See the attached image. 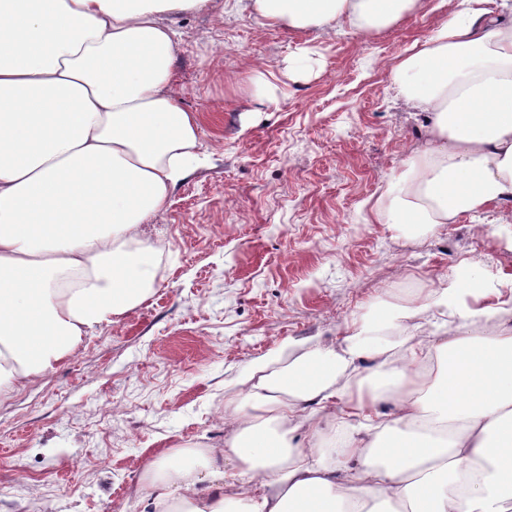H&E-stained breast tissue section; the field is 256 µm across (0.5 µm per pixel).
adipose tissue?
<instances>
[{"label": "adipose tissue", "mask_w": 512, "mask_h": 512, "mask_svg": "<svg viewBox=\"0 0 512 512\" xmlns=\"http://www.w3.org/2000/svg\"><path fill=\"white\" fill-rule=\"evenodd\" d=\"M417 2L247 6L291 30L366 33ZM489 2L448 0L393 68L395 99L430 126L377 222L454 224L512 201V0ZM209 3L0 0V399L151 296L161 251L141 226L206 160L162 18ZM414 318L403 343L378 334ZM244 383L223 447L174 448L147 467L154 512H512V296L453 280ZM326 434L330 452L302 443Z\"/></svg>", "instance_id": "1"}]
</instances>
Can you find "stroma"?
Segmentation results:
<instances>
[{
	"instance_id": "stroma-1",
	"label": "stroma",
	"mask_w": 512,
	"mask_h": 512,
	"mask_svg": "<svg viewBox=\"0 0 512 512\" xmlns=\"http://www.w3.org/2000/svg\"><path fill=\"white\" fill-rule=\"evenodd\" d=\"M422 2L372 34L269 26L225 0L173 17L175 88L207 162L147 229L152 297L0 403V512H152L145 467L223 447L254 363L340 343L463 268L512 293V206L435 228L371 212L424 140V114L390 90L448 11Z\"/></svg>"
}]
</instances>
